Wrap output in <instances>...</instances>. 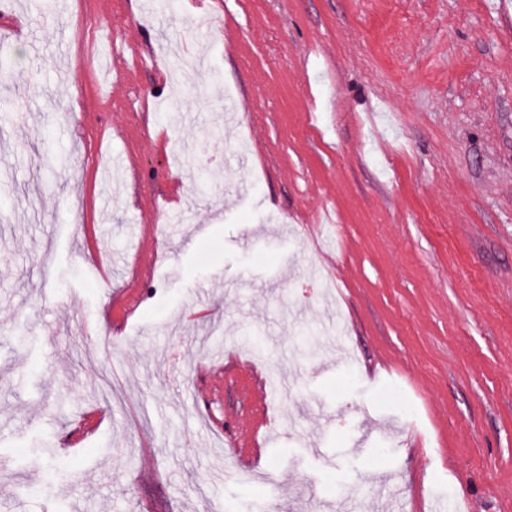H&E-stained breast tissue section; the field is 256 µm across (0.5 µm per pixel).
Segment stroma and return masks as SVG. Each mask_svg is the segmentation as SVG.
<instances>
[{"instance_id":"35a3bbf8","label":"stroma","mask_w":512,"mask_h":512,"mask_svg":"<svg viewBox=\"0 0 512 512\" xmlns=\"http://www.w3.org/2000/svg\"><path fill=\"white\" fill-rule=\"evenodd\" d=\"M57 2L0 36V512H512V0ZM267 423V404L264 401L262 406L257 410L254 425L247 433L234 432L230 437L225 434V444L235 449V455L239 460L249 457L254 444L255 433Z\"/></svg>"}]
</instances>
